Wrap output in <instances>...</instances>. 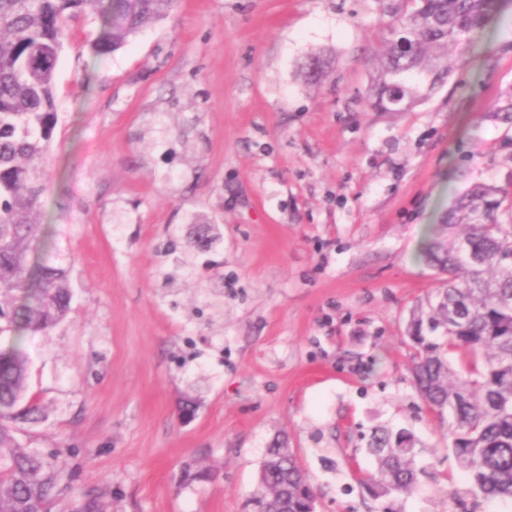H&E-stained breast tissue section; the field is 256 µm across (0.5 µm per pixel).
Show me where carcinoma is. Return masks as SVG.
I'll return each instance as SVG.
<instances>
[{
    "instance_id": "1",
    "label": "carcinoma",
    "mask_w": 512,
    "mask_h": 512,
    "mask_svg": "<svg viewBox=\"0 0 512 512\" xmlns=\"http://www.w3.org/2000/svg\"><path fill=\"white\" fill-rule=\"evenodd\" d=\"M176 0H0V512H39L63 494L60 469L21 447L13 430L44 418L28 395L23 333L45 331L70 308L69 268L49 263L41 197L50 140L57 124L54 75L80 14L100 20L89 47L103 56L125 45L145 25L163 19ZM405 13L387 24L411 31L408 49L388 40L368 100L386 111L388 84L400 83L407 105L450 76L448 47L468 44L512 0H406ZM507 198L478 185L461 196L424 244L421 257L442 275L435 296L408 325L415 353L409 374L420 399L448 413V450L468 485L448 494V505L473 499L512 500V224L497 214ZM212 225H195L193 244L211 243ZM461 319L448 323V311ZM417 439L406 429L375 428L366 451L377 461L361 479L375 499L415 492ZM313 488L288 439L269 442L255 495L270 512H303Z\"/></svg>"
}]
</instances>
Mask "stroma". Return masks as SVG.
Returning a JSON list of instances; mask_svg holds the SVG:
<instances>
[{
	"label": "stroma",
	"instance_id": "stroma-1",
	"mask_svg": "<svg viewBox=\"0 0 512 512\" xmlns=\"http://www.w3.org/2000/svg\"><path fill=\"white\" fill-rule=\"evenodd\" d=\"M403 0H176L97 57L70 23L42 196L71 310L28 335L44 422L17 440L105 512H247L274 434L319 512H448L467 482L414 391L406 336L438 286L418 252L478 182L512 190V9L448 50L404 112L366 90ZM329 65L318 82L308 58ZM220 238L190 245L192 218ZM411 430L428 476L375 499L365 437ZM210 467L188 482L189 467Z\"/></svg>",
	"mask_w": 512,
	"mask_h": 512
}]
</instances>
